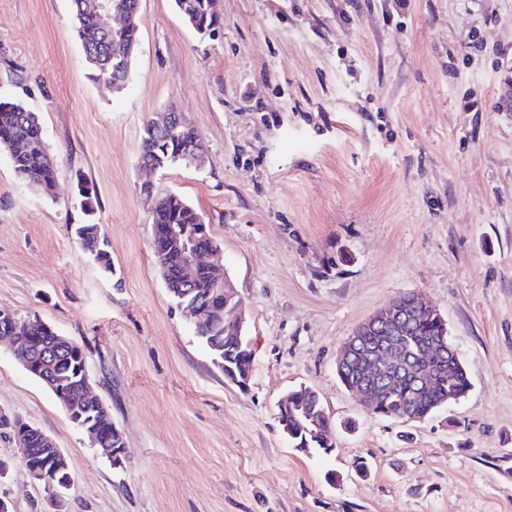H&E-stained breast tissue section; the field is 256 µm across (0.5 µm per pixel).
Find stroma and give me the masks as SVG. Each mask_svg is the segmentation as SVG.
Returning a JSON list of instances; mask_svg holds the SVG:
<instances>
[{"label":"stroma","instance_id":"obj_1","mask_svg":"<svg viewBox=\"0 0 512 512\" xmlns=\"http://www.w3.org/2000/svg\"><path fill=\"white\" fill-rule=\"evenodd\" d=\"M200 40L174 0H140L129 80L90 75L71 0H0V99L37 112L58 163L46 194L0 153V309L78 342L124 435L93 448L0 342V414L49 435L68 512H512V0H219ZM173 107L202 166L141 169ZM96 191L112 275L79 245ZM200 214L246 310L247 388L229 383L169 294L153 200ZM407 291L444 317L469 394L422 422L367 412L336 373L365 318ZM334 423L296 450L277 403L299 387ZM13 466V512H44ZM366 462L358 477L354 466Z\"/></svg>","mask_w":512,"mask_h":512}]
</instances>
